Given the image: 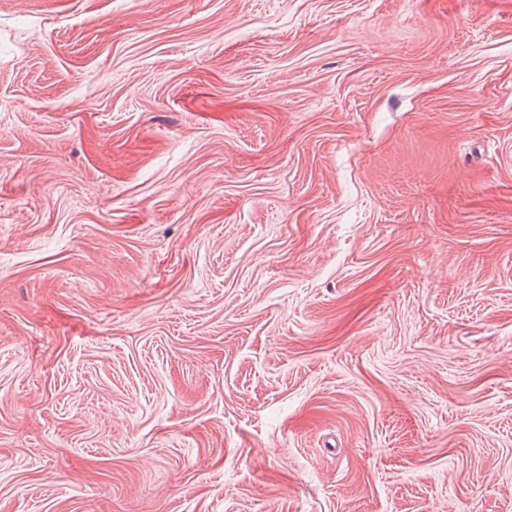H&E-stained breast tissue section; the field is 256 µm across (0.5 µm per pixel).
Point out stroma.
I'll return each instance as SVG.
<instances>
[{"label":"stroma","instance_id":"35a3bbf8","mask_svg":"<svg viewBox=\"0 0 512 512\" xmlns=\"http://www.w3.org/2000/svg\"><path fill=\"white\" fill-rule=\"evenodd\" d=\"M0 512H512V0H0Z\"/></svg>","mask_w":512,"mask_h":512}]
</instances>
